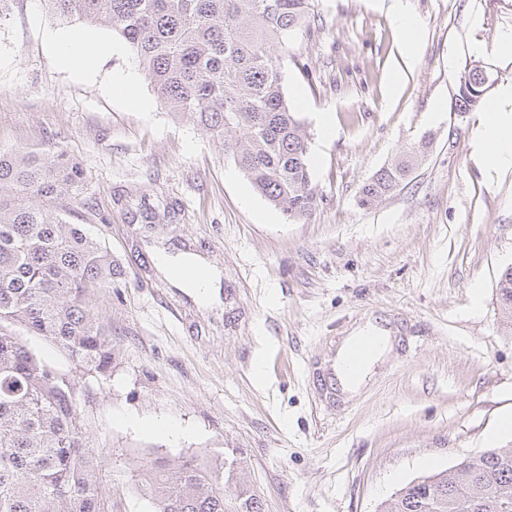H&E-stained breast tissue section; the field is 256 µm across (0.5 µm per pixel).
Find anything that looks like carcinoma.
<instances>
[{
    "label": "carcinoma",
    "mask_w": 512,
    "mask_h": 512,
    "mask_svg": "<svg viewBox=\"0 0 512 512\" xmlns=\"http://www.w3.org/2000/svg\"><path fill=\"white\" fill-rule=\"evenodd\" d=\"M52 18L106 26L138 60L169 114L220 144L254 190L290 223L319 204L310 135L284 91L291 45L312 38L311 0H43ZM455 109L487 93L483 67L456 78ZM423 136L379 169L358 200L393 194L427 156ZM63 151L0 149V512H110L98 455L82 432L76 384L16 336L59 345L87 371L112 367V332L92 297L112 287V255L51 206L79 186ZM512 329V266L497 283ZM237 459L211 465L178 458L147 474L153 512H261ZM376 512H512V446L414 480Z\"/></svg>",
    "instance_id": "cac0c4a2"
}]
</instances>
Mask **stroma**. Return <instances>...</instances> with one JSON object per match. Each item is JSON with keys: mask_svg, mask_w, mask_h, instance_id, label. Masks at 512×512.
<instances>
[{"mask_svg": "<svg viewBox=\"0 0 512 512\" xmlns=\"http://www.w3.org/2000/svg\"><path fill=\"white\" fill-rule=\"evenodd\" d=\"M316 39L285 90L311 135L320 202L288 223L192 123L172 118L109 28L94 74L53 41L69 26L41 0L0 22V148L47 144L85 171L54 206L111 252L121 274L94 299L112 328L111 371L80 368L55 343L15 334L74 379L82 431L112 512H151L146 470L178 457L235 456L263 512H375L410 481L484 449L512 414V335L496 285L512 264V166L486 167L480 111L453 109L474 60L512 86V0H313ZM418 22L407 52L398 13ZM432 133L426 161L371 208L364 184ZM162 197L176 223L135 204ZM220 273L204 304L167 277L157 250ZM393 350L360 396H327V361L366 324ZM263 360L264 372L253 365Z\"/></svg>", "mask_w": 512, "mask_h": 512, "instance_id": "obj_1", "label": "stroma"}]
</instances>
